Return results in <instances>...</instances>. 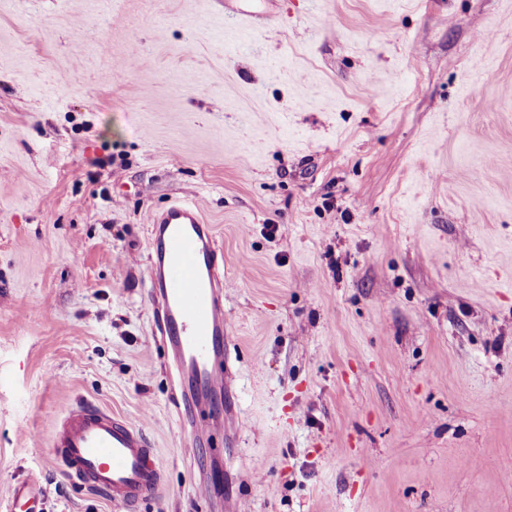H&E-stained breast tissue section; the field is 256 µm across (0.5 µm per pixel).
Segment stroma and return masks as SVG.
<instances>
[{"label": "stroma", "mask_w": 512, "mask_h": 512, "mask_svg": "<svg viewBox=\"0 0 512 512\" xmlns=\"http://www.w3.org/2000/svg\"><path fill=\"white\" fill-rule=\"evenodd\" d=\"M174 200L228 283L200 446L148 300ZM78 399L157 494L64 473ZM30 476L43 512H512V0H0V512ZM53 445L68 475L115 505L133 504L159 488L160 469L143 429L93 403L67 410Z\"/></svg>", "instance_id": "stroma-1"}]
</instances>
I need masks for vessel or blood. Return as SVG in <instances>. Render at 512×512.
Masks as SVG:
<instances>
[{"mask_svg":"<svg viewBox=\"0 0 512 512\" xmlns=\"http://www.w3.org/2000/svg\"><path fill=\"white\" fill-rule=\"evenodd\" d=\"M149 263L155 326L174 350L199 403L224 387V263L200 207L179 200L156 212L149 225ZM53 445L68 475L130 505L158 490L161 477L143 429L90 402L70 407ZM43 487L16 483L11 512H40Z\"/></svg>","mask_w":512,"mask_h":512,"instance_id":"1","label":"vessel or blood"}]
</instances>
